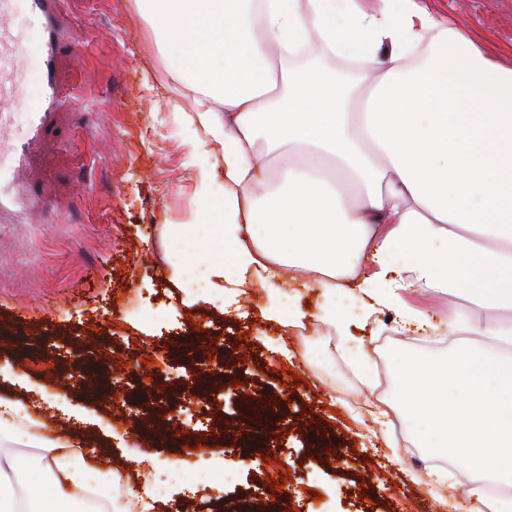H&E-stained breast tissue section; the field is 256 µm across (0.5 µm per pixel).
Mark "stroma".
Masks as SVG:
<instances>
[{"label":"stroma","mask_w":512,"mask_h":512,"mask_svg":"<svg viewBox=\"0 0 512 512\" xmlns=\"http://www.w3.org/2000/svg\"><path fill=\"white\" fill-rule=\"evenodd\" d=\"M425 4L487 49H512V0ZM61 12L75 36L62 56L74 98L67 111L48 118L27 157L31 183L45 197L28 223L0 219V397L25 401L45 416L37 432L44 440L61 434L109 461L138 456L129 473L138 488L152 480L156 464L186 448L113 426L115 409L136 415L140 400L184 385L162 407L167 422L202 433L220 420L224 436L195 452L185 480L150 512H454L470 478L451 462L446 482L423 479L427 452L405 434L390 359L445 355L454 346L449 315L474 313L476 305L431 291L405 293L407 304L433 318L434 341L400 333L392 311L377 313L359 331L376 368L370 390L331 327L309 317L285 329L262 318L260 285L248 288L236 311L186 304L168 253L171 228L189 220L193 205L184 139L194 103L173 97L175 62L158 51L134 0H63ZM105 98L111 108L102 106ZM216 327L221 334L208 346L224 371V394L205 405L187 389L189 370L206 369L207 357L189 359L177 347ZM281 339L292 361L272 352ZM135 352L142 364L101 397L88 396L70 376L76 364ZM15 374L23 384L12 382ZM249 401L275 411L259 448L247 445L258 431L245 413ZM377 408L386 413L381 426L369 416ZM388 430L398 447H386ZM270 457L291 469L287 497H272L266 486ZM219 466L233 480L223 493L209 481ZM315 491L321 501L312 500Z\"/></svg>","instance_id":"1"}]
</instances>
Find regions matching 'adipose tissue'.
I'll return each instance as SVG.
<instances>
[{
    "label": "adipose tissue",
    "mask_w": 512,
    "mask_h": 512,
    "mask_svg": "<svg viewBox=\"0 0 512 512\" xmlns=\"http://www.w3.org/2000/svg\"><path fill=\"white\" fill-rule=\"evenodd\" d=\"M135 3L159 49L183 48L173 78L196 94L186 143L198 215L172 229L168 257L191 300L222 303L257 283L264 318L296 325L306 313L281 282L303 275L321 298L318 320L337 328L369 385L353 326L385 307L403 333L436 330L401 293L512 311V60L418 0L370 11L358 0ZM314 40L364 63L359 94L333 69L285 67ZM347 188L359 204L344 203ZM197 242L207 256L193 265L184 247ZM448 331L465 339L448 355L393 361L403 425L432 455L474 471L470 512H512L511 496L488 492L512 487V318L454 314ZM34 424L26 406L0 398V442L42 451H0V512H147L154 488H123V474L34 438Z\"/></svg>",
    "instance_id": "obj_1"
}]
</instances>
